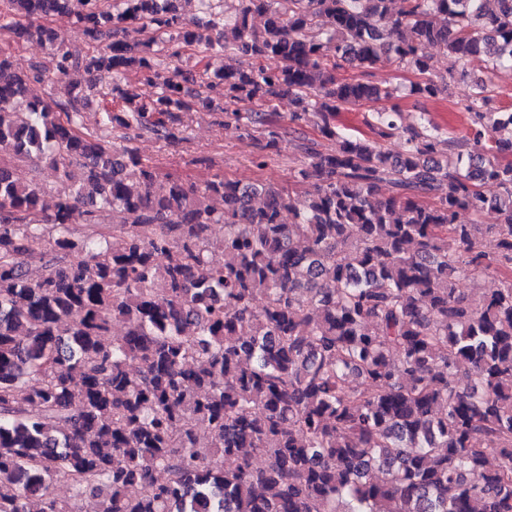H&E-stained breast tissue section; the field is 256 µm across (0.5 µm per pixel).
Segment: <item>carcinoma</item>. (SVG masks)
<instances>
[{"label": "carcinoma", "instance_id": "1", "mask_svg": "<svg viewBox=\"0 0 512 512\" xmlns=\"http://www.w3.org/2000/svg\"><path fill=\"white\" fill-rule=\"evenodd\" d=\"M217 2L199 0L201 27L178 0H77L93 49L59 45L50 70L0 49V512H83L88 496L98 512H512V108L480 80L454 101L466 136L405 126L396 105L368 110L371 137L336 125L397 97L365 79L378 66L427 100L457 71L512 67V0ZM71 4L4 0L0 30L52 43L39 21ZM189 50L229 64L199 81ZM79 70L121 101L92 128ZM201 111L250 141L260 173L293 145L311 190L187 183L126 145L176 149ZM16 161L57 170L53 201ZM462 271L498 288L463 293Z\"/></svg>", "mask_w": 512, "mask_h": 512}]
</instances>
